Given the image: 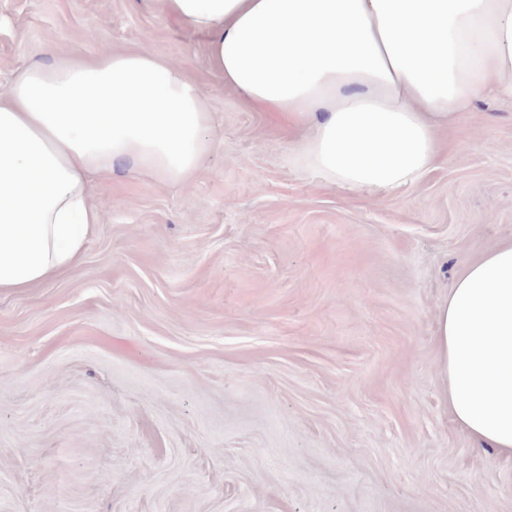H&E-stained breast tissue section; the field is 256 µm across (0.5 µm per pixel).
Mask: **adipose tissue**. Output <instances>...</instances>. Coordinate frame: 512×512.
<instances>
[{
    "instance_id": "obj_1",
    "label": "adipose tissue",
    "mask_w": 512,
    "mask_h": 512,
    "mask_svg": "<svg viewBox=\"0 0 512 512\" xmlns=\"http://www.w3.org/2000/svg\"><path fill=\"white\" fill-rule=\"evenodd\" d=\"M208 35L243 100L302 130L296 165L355 192L418 182L438 130L512 99V0H152ZM213 114L183 65L146 50L52 54L0 93V293L75 264L101 222L89 176L190 182ZM448 411L512 456V241L469 265L439 309Z\"/></svg>"
}]
</instances>
